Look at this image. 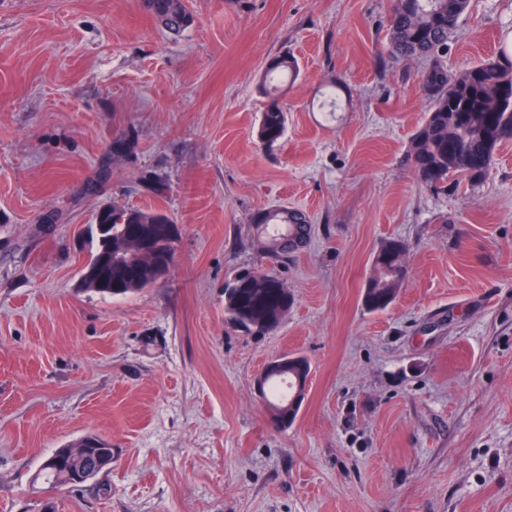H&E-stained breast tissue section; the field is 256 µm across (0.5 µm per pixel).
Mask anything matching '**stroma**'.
Wrapping results in <instances>:
<instances>
[{
  "mask_svg": "<svg viewBox=\"0 0 512 512\" xmlns=\"http://www.w3.org/2000/svg\"><path fill=\"white\" fill-rule=\"evenodd\" d=\"M392 4L185 0L172 35L141 0H0V512H512V141L481 184L419 181L428 63L389 55ZM510 28L512 0H473L444 65L490 58ZM282 53L300 74L266 149L259 77ZM104 204L173 216L167 277L82 287ZM277 206L312 225L284 265L251 221ZM391 238L408 273L371 314L363 284ZM244 267L294 297L263 336L224 320ZM285 354L310 374L281 431L255 381ZM88 432L112 443L110 470L36 481Z\"/></svg>",
  "mask_w": 512,
  "mask_h": 512,
  "instance_id": "35a3bbf8",
  "label": "stroma"
}]
</instances>
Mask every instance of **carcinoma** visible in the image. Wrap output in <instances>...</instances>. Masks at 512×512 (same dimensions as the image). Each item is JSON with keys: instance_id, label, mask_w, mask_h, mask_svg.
<instances>
[{"instance_id": "1", "label": "carcinoma", "mask_w": 512, "mask_h": 512, "mask_svg": "<svg viewBox=\"0 0 512 512\" xmlns=\"http://www.w3.org/2000/svg\"><path fill=\"white\" fill-rule=\"evenodd\" d=\"M470 2L394 0L392 9L389 53L403 59L431 60L421 79V90L431 108L411 137L408 159L417 178L433 187H448L450 174L471 184L484 182L495 164L498 147L512 141V31L500 37L492 59L458 73L448 72L441 62L448 53V39L469 12ZM143 4L155 21L173 34L192 22L184 0H143ZM298 72V61L285 53L269 60L262 80L293 78ZM285 131L286 112L274 101L260 118L258 142L272 147L283 139ZM95 220L112 223V247L116 249L124 246L129 224L139 225L151 246L132 253L138 266L137 279H126V272L114 267L112 279L101 278L94 291L126 296L162 280L167 258L175 255L178 235L166 211L104 205ZM252 223L263 248L280 263L291 256L284 241L310 232L306 214L286 206L258 211ZM406 252V243L395 238L384 241L375 251L362 292L367 311H383L396 299L407 275ZM292 302V294L275 275L243 269L224 285L226 321L250 334L275 330L287 317ZM279 360L284 362L283 368L267 376L262 398L273 425L286 429L296 421L304 401L310 366L301 356L284 355ZM76 443L93 453H112V444L98 435H84ZM72 448L71 444L58 448L55 459L42 461L40 474L56 489L74 486L75 477L86 472V456L72 452Z\"/></svg>"}]
</instances>
